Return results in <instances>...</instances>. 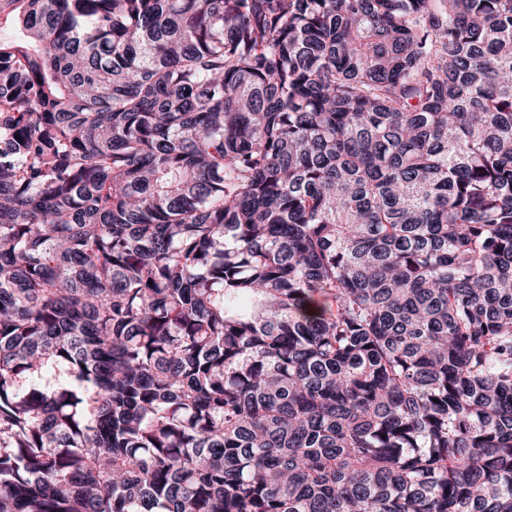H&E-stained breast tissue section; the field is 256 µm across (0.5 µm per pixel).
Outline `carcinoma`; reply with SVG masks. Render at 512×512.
Segmentation results:
<instances>
[{
  "label": "carcinoma",
  "instance_id": "obj_1",
  "mask_svg": "<svg viewBox=\"0 0 512 512\" xmlns=\"http://www.w3.org/2000/svg\"><path fill=\"white\" fill-rule=\"evenodd\" d=\"M0 512H512V0H0Z\"/></svg>",
  "mask_w": 512,
  "mask_h": 512
}]
</instances>
